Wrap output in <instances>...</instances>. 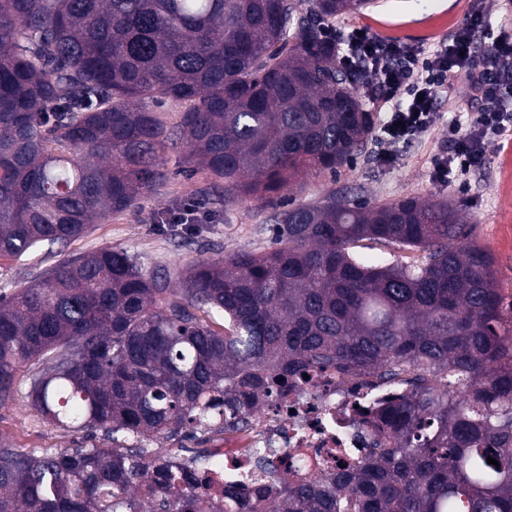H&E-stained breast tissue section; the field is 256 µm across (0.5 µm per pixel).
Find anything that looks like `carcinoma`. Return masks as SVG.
<instances>
[{
	"label": "carcinoma",
	"instance_id": "obj_1",
	"mask_svg": "<svg viewBox=\"0 0 512 512\" xmlns=\"http://www.w3.org/2000/svg\"><path fill=\"white\" fill-rule=\"evenodd\" d=\"M366 0H0V258L73 241L164 182V154L274 209L271 245L150 270L124 248L68 257L0 295V408L27 397L112 449L0 443V512H512V301L473 222L444 201L284 203L374 128L325 21ZM185 106L173 126L151 105ZM371 241L419 253L370 263ZM332 369L401 395L367 455L302 483L265 458L215 492L211 462L146 444L235 429ZM497 460L494 466L487 457Z\"/></svg>",
	"mask_w": 512,
	"mask_h": 512
}]
</instances>
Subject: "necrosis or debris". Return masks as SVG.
I'll use <instances>...</instances> for the list:
<instances>
[{"label": "necrosis or debris", "instance_id": "4bbe7bcc", "mask_svg": "<svg viewBox=\"0 0 512 512\" xmlns=\"http://www.w3.org/2000/svg\"><path fill=\"white\" fill-rule=\"evenodd\" d=\"M394 389L360 387L355 378L323 374L291 391L286 401L263 402L248 426L227 431L223 447L214 449V470L221 483L240 484L247 475L234 468L236 460L253 457L256 449L276 448L292 466L291 478L317 472L329 449L355 452L370 447L369 431L354 416L356 402L376 409L394 396Z\"/></svg>", "mask_w": 512, "mask_h": 512}]
</instances>
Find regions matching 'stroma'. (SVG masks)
<instances>
[{"label": "stroma", "mask_w": 512, "mask_h": 512, "mask_svg": "<svg viewBox=\"0 0 512 512\" xmlns=\"http://www.w3.org/2000/svg\"><path fill=\"white\" fill-rule=\"evenodd\" d=\"M371 0L360 14L337 16L341 33L367 31L379 40L402 41L423 50L434 48L460 25L474 0ZM468 88L457 82L451 98L441 99L440 118L431 132L409 147L400 149L395 164L383 166L366 148L354 162L330 174L307 176L293 194L298 203L320 200L336 190L372 203L406 197L442 200L462 207L473 219L476 243L488 251L505 295H512V131L495 138L486 147V160L469 185L448 187L431 179V160L448 134V119L456 101L465 99ZM167 181L139 200L135 209L115 214L91 225L81 238L65 245H45L19 259L0 258V294L35 279L46 269L74 254H85L112 245L127 249L146 265L181 268L196 260L238 251H263L270 243L273 210L245 203H228L222 189L200 171L192 170L181 150L165 154ZM208 192V218L202 232L184 241L180 226L158 223L159 215L193 207L200 192ZM0 441L30 453L45 448L110 447L102 435L70 432L49 423L26 396L0 410Z\"/></svg>", "instance_id": "1"}]
</instances>
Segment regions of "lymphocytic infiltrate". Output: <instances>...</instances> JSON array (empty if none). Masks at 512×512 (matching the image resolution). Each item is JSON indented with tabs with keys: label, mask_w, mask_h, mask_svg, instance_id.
Masks as SVG:
<instances>
[{
	"label": "lymphocytic infiltrate",
	"mask_w": 512,
	"mask_h": 512,
	"mask_svg": "<svg viewBox=\"0 0 512 512\" xmlns=\"http://www.w3.org/2000/svg\"><path fill=\"white\" fill-rule=\"evenodd\" d=\"M491 6L481 0L464 26L432 51L350 32L333 25L339 63L364 70L375 85L371 104L381 116L376 161L395 163L400 148L412 144L437 123V107L454 82L464 80L469 97L448 120V142L432 160L435 182L452 186L485 162L486 145L512 125V31H493ZM477 103V114L468 106Z\"/></svg>",
	"instance_id": "1"
}]
</instances>
